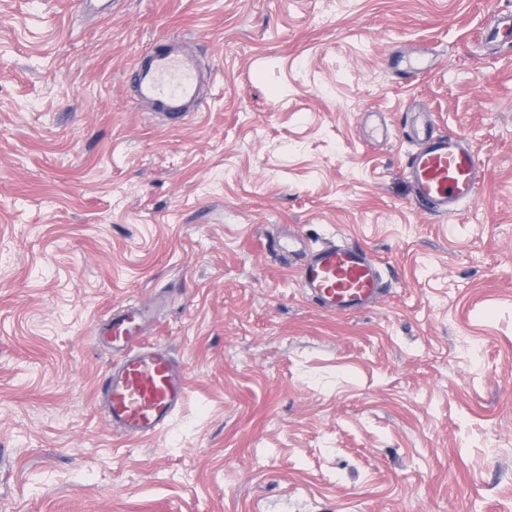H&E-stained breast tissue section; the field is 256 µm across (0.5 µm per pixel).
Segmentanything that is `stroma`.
Instances as JSON below:
<instances>
[{"instance_id": "1", "label": "stroma", "mask_w": 512, "mask_h": 512, "mask_svg": "<svg viewBox=\"0 0 512 512\" xmlns=\"http://www.w3.org/2000/svg\"><path fill=\"white\" fill-rule=\"evenodd\" d=\"M510 13L0 0V512H512V48L483 37ZM169 34L217 81L174 127L124 76ZM410 112L484 161L454 217L413 201ZM342 241L392 282L361 313L320 310L295 273ZM160 295L145 341L188 397L162 434L120 437L95 327Z\"/></svg>"}]
</instances>
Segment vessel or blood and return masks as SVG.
I'll return each mask as SVG.
<instances>
[{
    "label": "vessel or blood",
    "instance_id": "vessel-or-blood-1",
    "mask_svg": "<svg viewBox=\"0 0 512 512\" xmlns=\"http://www.w3.org/2000/svg\"><path fill=\"white\" fill-rule=\"evenodd\" d=\"M131 86L138 106L181 124L200 110L215 77L186 50L183 37L169 35L132 64ZM411 140L415 147L407 154L405 169L416 205L438 217L458 214L479 192L481 156L465 137L435 131L428 121L414 126ZM297 273L306 296L331 314L370 309L387 288L382 264L358 244L311 249ZM149 317L146 309H118L103 331L121 359L105 373L96 395L113 432L128 438L162 432L188 395L184 369L168 352L144 343L142 329Z\"/></svg>",
    "mask_w": 512,
    "mask_h": 512
}]
</instances>
